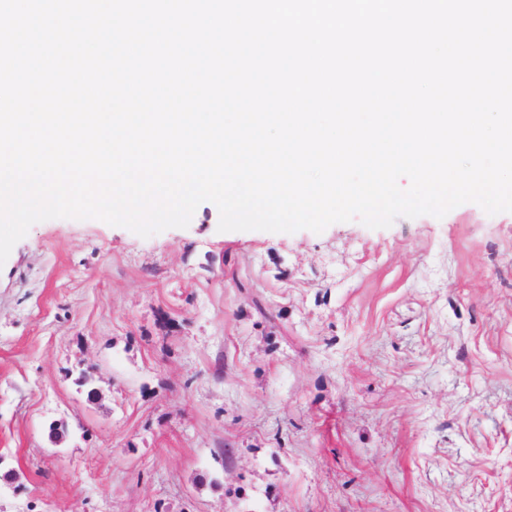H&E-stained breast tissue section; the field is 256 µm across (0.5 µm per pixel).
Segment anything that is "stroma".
Wrapping results in <instances>:
<instances>
[{
    "mask_svg": "<svg viewBox=\"0 0 512 512\" xmlns=\"http://www.w3.org/2000/svg\"><path fill=\"white\" fill-rule=\"evenodd\" d=\"M218 224L14 245L0 512H512V213Z\"/></svg>",
    "mask_w": 512,
    "mask_h": 512,
    "instance_id": "35a3bbf8",
    "label": "stroma"
}]
</instances>
